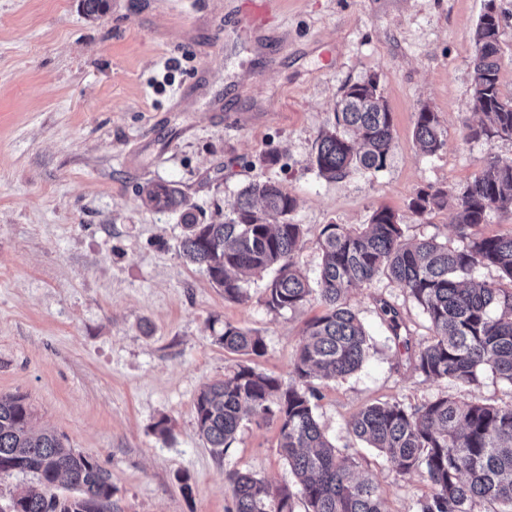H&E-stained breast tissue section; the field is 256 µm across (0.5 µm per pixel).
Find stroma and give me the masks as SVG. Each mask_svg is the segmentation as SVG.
I'll return each mask as SVG.
<instances>
[{
	"instance_id": "35a3bbf8",
	"label": "stroma",
	"mask_w": 512,
	"mask_h": 512,
	"mask_svg": "<svg viewBox=\"0 0 512 512\" xmlns=\"http://www.w3.org/2000/svg\"><path fill=\"white\" fill-rule=\"evenodd\" d=\"M486 0H282L275 61L238 33V0H111L86 18L80 0H0V395H21L33 426L55 432L112 479L119 512H226L229 469L295 487L273 424L243 421L215 458L198 436L194 402L237 365L288 383L317 304L276 313L265 279L225 300L180 254L182 212L148 207L142 190L170 182L207 224L230 214L254 180L298 201V266L316 278L318 233L395 211L409 239L457 244L452 208L419 217L418 190L459 191L487 154L512 164V138L467 141L473 34ZM377 79L393 115L386 168L328 181L312 163L320 130L347 85ZM230 99L231 112L214 111ZM438 118L444 145L423 153L417 114ZM412 343L429 323L386 278L349 298L372 347L352 375L318 382L314 415L327 437L379 483L385 512H417L424 472L396 475L347 422L367 403L408 405L451 394L501 404L512 385L475 389L424 380L406 363L382 302ZM258 331L264 355L225 351V323ZM167 420L169 432L156 424ZM190 477L183 491L180 474Z\"/></svg>"
}]
</instances>
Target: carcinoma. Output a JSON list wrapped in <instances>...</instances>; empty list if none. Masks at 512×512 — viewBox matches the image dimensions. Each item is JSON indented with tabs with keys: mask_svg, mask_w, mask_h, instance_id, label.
I'll return each instance as SVG.
<instances>
[{
	"mask_svg": "<svg viewBox=\"0 0 512 512\" xmlns=\"http://www.w3.org/2000/svg\"><path fill=\"white\" fill-rule=\"evenodd\" d=\"M500 18L483 13L473 40L475 76L482 81L474 110L483 120L467 127L469 141L492 143L512 137V98L499 91ZM416 141L429 155L444 144L438 120L421 107ZM393 146V120L370 79L344 89L333 124L320 131L313 164L326 180L360 172L374 175L386 167ZM145 200L157 210L179 207L183 192L155 183ZM452 206L460 245L434 238L408 240L400 218L380 207L360 229L326 224L318 236L322 265L315 285L302 274L295 257L303 227L291 221L296 198L271 181L255 180L237 195L232 217L199 224L185 215L180 251L204 269L234 302L248 299L246 276L274 272L264 290L273 312L296 311L310 300L323 308L309 320L296 350L290 381H281L249 365H238L224 379L205 385L196 402L198 432L218 458L231 447L244 417L274 423L278 448L299 481L292 492L267 478L227 470L232 506L227 512H384L383 494L371 477L355 476L357 463L327 438L313 415L316 379H339L363 364L371 339L348 300L355 288L384 276L397 283L426 315L432 330L427 343L403 345L409 364L426 380L475 388L488 373L512 385V230L485 235L478 227L490 213L512 212V164L488 154L481 172L462 190H419L409 208L424 216ZM479 267L499 272L497 282H476ZM224 350L261 356L265 343L253 329L224 323ZM33 414L21 395L0 396V474L29 473L35 482L12 499L11 512H86L112 500L110 475L96 461L67 447L56 434L32 429ZM351 433L377 449L390 468L404 477L424 471L433 487L419 500V512H474L479 503L490 512H512V401L498 405L439 396L415 406L394 400L361 406L348 422ZM66 480L79 496L55 493Z\"/></svg>",
	"mask_w": 512,
	"mask_h": 512,
	"instance_id": "obj_1",
	"label": "carcinoma"
}]
</instances>
